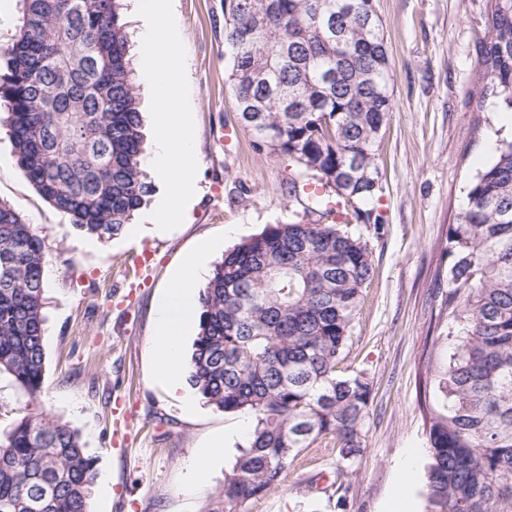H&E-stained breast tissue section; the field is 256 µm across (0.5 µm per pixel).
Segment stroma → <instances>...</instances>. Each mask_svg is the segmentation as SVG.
I'll return each instance as SVG.
<instances>
[{
	"label": "stroma",
	"instance_id": "stroma-1",
	"mask_svg": "<svg viewBox=\"0 0 512 512\" xmlns=\"http://www.w3.org/2000/svg\"><path fill=\"white\" fill-rule=\"evenodd\" d=\"M182 80L177 89L194 137L195 193L169 233L101 240L78 232L17 164L0 125V200L33 224L44 243L45 374L36 399L0 375V426L30 409L77 428L95 460L88 512H209L248 421L206 404L194 386L185 409L157 378L156 311L185 257L211 244L208 268L267 225L322 224L305 197L288 194L300 169L257 150L237 119L227 84L222 0H172ZM491 0H374L391 60L393 109L377 146L381 178L369 222L355 229L372 252L373 275L359 307L349 355L373 390L364 451L348 492L350 512H423L418 357L438 336V280L448 273V226L466 186L512 137L494 97L470 95L482 78L478 48ZM223 439L225 458L204 481L189 478L195 451ZM335 448L311 446L279 486L243 512H336ZM404 498H397L399 483Z\"/></svg>",
	"mask_w": 512,
	"mask_h": 512
}]
</instances>
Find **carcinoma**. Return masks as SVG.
I'll return each instance as SVG.
<instances>
[{
    "label": "carcinoma",
    "mask_w": 512,
    "mask_h": 512,
    "mask_svg": "<svg viewBox=\"0 0 512 512\" xmlns=\"http://www.w3.org/2000/svg\"><path fill=\"white\" fill-rule=\"evenodd\" d=\"M0 46V100L18 165L78 230L120 235L152 192L120 0H23ZM475 96L512 110V0H493ZM228 82L256 146L311 181L288 193L329 214L370 218L375 145L392 112L391 66L373 0H224ZM265 80L253 82L256 65ZM362 177L336 195V183ZM443 330L420 357L424 512H512V139L498 140L448 228ZM43 243L0 201V374L31 399L44 378ZM371 251L349 227L271 224L224 252L199 295L190 380L207 403L253 420L209 512H238L276 489L303 448L331 439L347 505L363 452L370 381L339 373ZM95 460L77 429L28 412L0 430V512H87Z\"/></svg>",
    "instance_id": "cac0c4a2"
}]
</instances>
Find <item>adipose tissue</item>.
<instances>
[{"label": "adipose tissue", "instance_id": "1", "mask_svg": "<svg viewBox=\"0 0 512 512\" xmlns=\"http://www.w3.org/2000/svg\"><path fill=\"white\" fill-rule=\"evenodd\" d=\"M134 10L143 20L140 70L143 80L154 91L152 110L157 127L146 166L166 188L168 211H182L192 193L191 174L195 153L185 115L170 104L177 81L174 64L176 44L166 23L164 0H134ZM205 272L204 255L191 256L174 278L157 309L155 360L157 372L172 391L183 387L188 369L181 346L199 319L194 286Z\"/></svg>", "mask_w": 512, "mask_h": 512}]
</instances>
